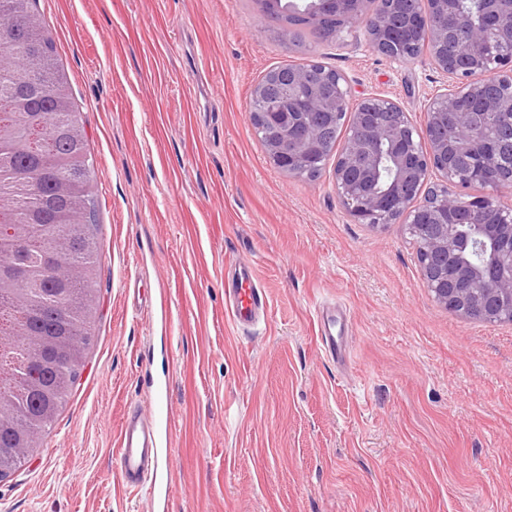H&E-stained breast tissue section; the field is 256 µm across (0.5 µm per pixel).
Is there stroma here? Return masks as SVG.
Segmentation results:
<instances>
[{"instance_id": "obj_1", "label": "stroma", "mask_w": 512, "mask_h": 512, "mask_svg": "<svg viewBox=\"0 0 512 512\" xmlns=\"http://www.w3.org/2000/svg\"><path fill=\"white\" fill-rule=\"evenodd\" d=\"M261 0H37L96 161V316L71 396L0 512H154L117 477L121 420L168 382V512H512V324L439 307L402 225L374 229L268 161L250 93L315 60L414 124L428 52L398 63L360 25L291 46ZM268 310L224 312V263ZM334 302L352 353L324 356ZM231 286L225 288L227 314L235 329L255 325L265 307L264 295L258 288L254 269L249 264L237 263Z\"/></svg>"}]
</instances>
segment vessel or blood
<instances>
[{
	"mask_svg": "<svg viewBox=\"0 0 512 512\" xmlns=\"http://www.w3.org/2000/svg\"><path fill=\"white\" fill-rule=\"evenodd\" d=\"M256 275L250 265L239 264L229 288L224 291L228 318L235 329L255 325L265 307L264 295L258 288ZM320 339L324 350L333 358L345 355L342 341L333 333L336 318L329 312L319 316ZM156 419L149 420L138 409H130L122 422L119 434L117 470L121 483L128 487H147L153 506H161L166 490L150 484L147 474L153 462L164 455L160 446L159 416L164 415L163 402H156Z\"/></svg>",
	"mask_w": 512,
	"mask_h": 512,
	"instance_id": "vessel-or-blood-1",
	"label": "vessel or blood"
}]
</instances>
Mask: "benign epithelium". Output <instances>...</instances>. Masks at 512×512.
I'll return each mask as SVG.
<instances>
[{
	"label": "benign epithelium",
	"instance_id": "benign-epithelium-1",
	"mask_svg": "<svg viewBox=\"0 0 512 512\" xmlns=\"http://www.w3.org/2000/svg\"><path fill=\"white\" fill-rule=\"evenodd\" d=\"M267 12L322 22L352 18L368 46L385 54L392 38L428 48L444 82L416 126L388 97L375 95L349 109L351 89L339 71L310 87L307 113L329 127L341 120L336 161L325 155L322 128L304 121L291 98L250 113L273 165L314 180L333 164L337 194L350 215L373 228L404 225L417 247L433 300L468 320L512 323V141L486 131L490 117L512 116V0H481L473 15L461 0H386L395 16L379 19L376 0H262ZM480 186L483 193L458 192Z\"/></svg>",
	"mask_w": 512,
	"mask_h": 512
}]
</instances>
